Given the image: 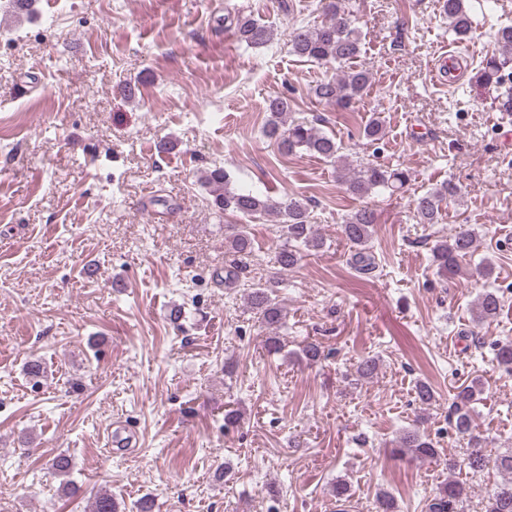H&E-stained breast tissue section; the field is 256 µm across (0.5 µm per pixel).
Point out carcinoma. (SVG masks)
I'll use <instances>...</instances> for the list:
<instances>
[{
	"mask_svg": "<svg viewBox=\"0 0 512 512\" xmlns=\"http://www.w3.org/2000/svg\"><path fill=\"white\" fill-rule=\"evenodd\" d=\"M440 11L448 18V27L460 41L473 37L470 5L467 0H440ZM326 19L313 27H299L293 31L291 48L293 53L311 62H336L349 65V70L339 76L324 79L313 89L315 97L326 104L334 105L341 111H349L354 103L366 95L372 83V71L364 64L353 65L360 57L362 43L359 31L344 17L341 0H328L325 5ZM224 21L234 25L240 41L250 48L268 45L273 32L250 16H229ZM500 52L486 58L474 75L475 82L498 91L497 109L512 113V26H500L494 33ZM268 118L263 126V135L275 141L284 154L306 151L330 163H339L340 147L335 136L329 135L314 124L301 121H288V98L275 96L268 99ZM360 136L367 144L382 143L385 132L383 121L372 116L360 129ZM346 189L358 197L373 193L393 195L401 191L410 181L406 169L392 167L378 162H366L348 170L343 175ZM203 184L213 197L214 207L223 212H231L242 219L240 224L229 225L230 233L224 237L225 243L235 253L249 254L252 238L249 223L267 215L282 216L286 242L279 248L276 263L285 271L300 263L311 251L323 247L322 239L316 234L312 224L309 204L297 199L279 203L267 194L253 190L236 189L232 186L230 174L222 167L205 172ZM459 187L449 181L429 190L412 201L413 216L419 224H436L443 202L456 197ZM377 223L375 210L366 206L351 214L341 225L343 236L359 247L354 255V265L361 271L374 268V257L363 250ZM477 248L475 233L461 228L445 239L436 241L432 247L438 272L443 276L454 275L460 269L461 260L472 255ZM280 280L274 276L263 284L249 289L246 303L266 322L278 327L284 318L283 308L274 297V288ZM502 304L496 291L483 292L475 304V318L483 322L495 318ZM497 364L512 371V343L504 342L494 352ZM481 386L474 382L461 386L454 394L451 404L450 424L456 434L463 437L472 433V404L477 401ZM395 452L409 453L416 458L431 460L438 456L430 436L417 428L403 432ZM462 464L474 472L485 467V457L478 447H473L462 459ZM467 497L465 485L450 480L428 504L429 512H460L459 506ZM484 512H512V481L507 479L498 484L488 495Z\"/></svg>",
	"mask_w": 512,
	"mask_h": 512,
	"instance_id": "1",
	"label": "carcinoma"
}]
</instances>
